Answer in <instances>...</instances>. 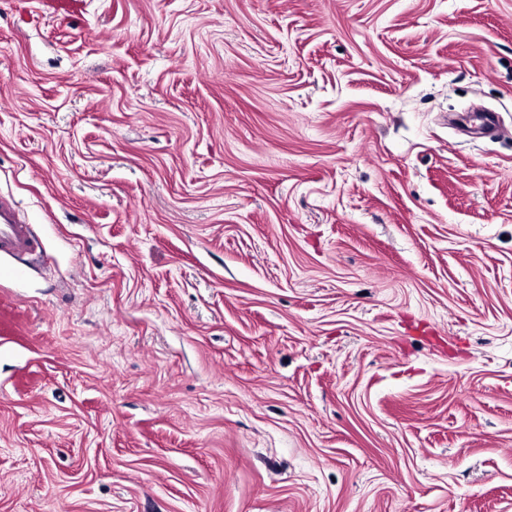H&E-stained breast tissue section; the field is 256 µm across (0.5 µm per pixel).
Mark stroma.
I'll return each mask as SVG.
<instances>
[{
	"mask_svg": "<svg viewBox=\"0 0 512 512\" xmlns=\"http://www.w3.org/2000/svg\"><path fill=\"white\" fill-rule=\"evenodd\" d=\"M1 193L0 512H512V0H0ZM40 12L53 19H67L78 13L81 2L72 0H39ZM10 256L21 262L41 258L40 243L32 227L10 197L0 194V256Z\"/></svg>",
	"mask_w": 512,
	"mask_h": 512,
	"instance_id": "stroma-1",
	"label": "stroma"
}]
</instances>
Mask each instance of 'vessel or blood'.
Instances as JSON below:
<instances>
[{
	"instance_id": "vessel-or-blood-1",
	"label": "vessel or blood",
	"mask_w": 512,
	"mask_h": 512,
	"mask_svg": "<svg viewBox=\"0 0 512 512\" xmlns=\"http://www.w3.org/2000/svg\"><path fill=\"white\" fill-rule=\"evenodd\" d=\"M40 11L53 19H66L78 13L80 0H39ZM17 259L18 264L0 269V278H21L25 275V263L39 260L40 243L32 227L20 213L14 201L0 194V256Z\"/></svg>"
}]
</instances>
